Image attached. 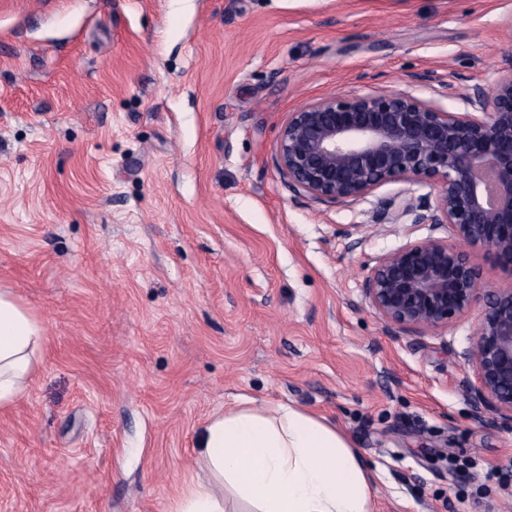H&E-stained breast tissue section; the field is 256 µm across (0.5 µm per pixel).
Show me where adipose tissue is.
Returning a JSON list of instances; mask_svg holds the SVG:
<instances>
[{
    "label": "adipose tissue",
    "mask_w": 512,
    "mask_h": 512,
    "mask_svg": "<svg viewBox=\"0 0 512 512\" xmlns=\"http://www.w3.org/2000/svg\"><path fill=\"white\" fill-rule=\"evenodd\" d=\"M46 340L43 323L0 289V408L28 387ZM208 481L190 482L175 512H225L224 490L251 512H374L375 482L358 449L325 417L242 398L207 422L198 453Z\"/></svg>",
    "instance_id": "obj_1"
}]
</instances>
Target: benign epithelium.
<instances>
[{"label": "benign epithelium", "instance_id": "obj_1", "mask_svg": "<svg viewBox=\"0 0 512 512\" xmlns=\"http://www.w3.org/2000/svg\"><path fill=\"white\" fill-rule=\"evenodd\" d=\"M450 112L408 92L328 97L291 113L276 161L288 187L316 199L363 200L378 188H430L378 201L377 223L446 226L451 236L409 241L381 256L363 292L389 324L421 332L444 327L478 298L475 268L460 241L487 249L508 278L489 290L464 359L461 391L512 424V64L488 88L439 81Z\"/></svg>", "mask_w": 512, "mask_h": 512}]
</instances>
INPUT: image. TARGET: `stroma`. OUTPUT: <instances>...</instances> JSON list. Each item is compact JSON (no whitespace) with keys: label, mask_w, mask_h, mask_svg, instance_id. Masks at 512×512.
Masks as SVG:
<instances>
[{"label":"stroma","mask_w":512,"mask_h":512,"mask_svg":"<svg viewBox=\"0 0 512 512\" xmlns=\"http://www.w3.org/2000/svg\"><path fill=\"white\" fill-rule=\"evenodd\" d=\"M511 59L512 0H0V289L46 329L0 512H174L241 396L336 422L375 512H505L512 427L457 385L480 306L420 333L363 293L446 228L373 223L398 184L294 196L274 156L304 104Z\"/></svg>","instance_id":"obj_1"}]
</instances>
